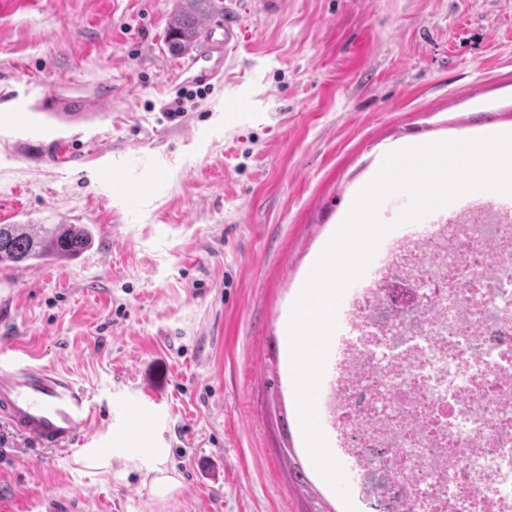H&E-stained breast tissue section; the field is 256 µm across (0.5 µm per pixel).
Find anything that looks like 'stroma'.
<instances>
[{
    "mask_svg": "<svg viewBox=\"0 0 512 512\" xmlns=\"http://www.w3.org/2000/svg\"><path fill=\"white\" fill-rule=\"evenodd\" d=\"M175 3L0 0V99L89 117L0 109V224L94 234L71 260L0 265V347L98 405L153 389L174 479L155 494L154 456L117 424L106 454L33 452L0 425V512H341L298 418L302 285L388 154L512 131V0H238L226 76L172 121L191 85L164 40Z\"/></svg>",
    "mask_w": 512,
    "mask_h": 512,
    "instance_id": "1",
    "label": "stroma"
}]
</instances>
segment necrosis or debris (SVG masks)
<instances>
[{
    "mask_svg": "<svg viewBox=\"0 0 512 512\" xmlns=\"http://www.w3.org/2000/svg\"><path fill=\"white\" fill-rule=\"evenodd\" d=\"M336 309L323 417L388 512H512V197L382 239Z\"/></svg>",
    "mask_w": 512,
    "mask_h": 512,
    "instance_id": "obj_1",
    "label": "necrosis or debris"
}]
</instances>
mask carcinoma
Listing matches in <instances>:
<instances>
[{
    "mask_svg": "<svg viewBox=\"0 0 512 512\" xmlns=\"http://www.w3.org/2000/svg\"><path fill=\"white\" fill-rule=\"evenodd\" d=\"M223 11L222 0H179L165 35L170 51L182 53L193 48L199 41L201 21ZM92 242L91 229L85 225L0 224V264L72 259Z\"/></svg>",
    "mask_w": 512,
    "mask_h": 512,
    "instance_id": "carcinoma-1",
    "label": "carcinoma"
}]
</instances>
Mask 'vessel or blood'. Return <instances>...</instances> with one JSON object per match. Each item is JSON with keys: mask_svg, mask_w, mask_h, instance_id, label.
Returning <instances> with one entry per match:
<instances>
[{"mask_svg": "<svg viewBox=\"0 0 512 512\" xmlns=\"http://www.w3.org/2000/svg\"><path fill=\"white\" fill-rule=\"evenodd\" d=\"M206 29L211 34L209 51L184 66L198 84L222 79L224 64L241 40L240 28L230 20L208 23ZM146 409L141 398L120 409L124 428L138 431ZM100 414L70 380L50 369L23 361L0 365V422L35 448L66 450L89 433Z\"/></svg>", "mask_w": 512, "mask_h": 512, "instance_id": "obj_1", "label": "vessel or blood"}]
</instances>
